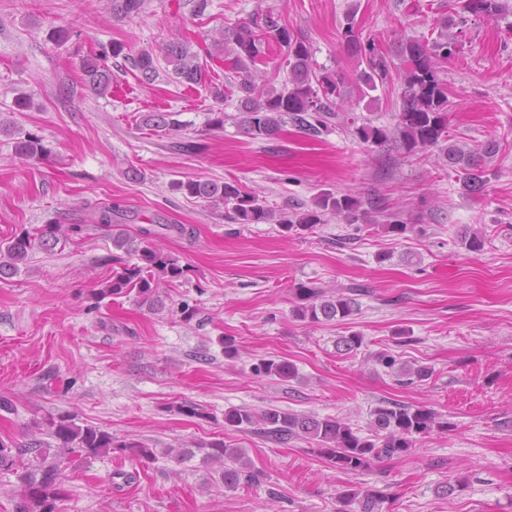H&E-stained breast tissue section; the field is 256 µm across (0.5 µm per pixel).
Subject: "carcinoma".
Wrapping results in <instances>:
<instances>
[{"label": "carcinoma", "instance_id": "carcinoma-1", "mask_svg": "<svg viewBox=\"0 0 512 512\" xmlns=\"http://www.w3.org/2000/svg\"><path fill=\"white\" fill-rule=\"evenodd\" d=\"M144 0H112V13L118 18H132L142 11ZM454 12L461 18L467 16L494 18L504 10L501 0H454ZM346 45L360 56L365 68L357 74V83L375 89L392 80L393 61L387 59L372 41L359 39L354 19H349L340 32ZM398 57L403 61L399 75L404 86L403 103L395 114L393 129L361 121V117L346 105L341 86L335 74L315 71L312 67V47L304 35L280 23L271 14L257 16L249 22L238 23L219 31L213 38L216 52L206 55L219 59L237 77L234 87L240 93L237 125L253 139H270L283 126L290 123L305 138L315 141L328 128L329 122L341 117L344 124L359 140L380 144L395 139L402 154L414 156L431 149L449 168L460 173L463 189L475 194L489 182V170L484 158L498 151L497 144L489 142L477 149L465 150L448 143V85L440 79L437 65L448 59L456 50L457 39L443 36L432 43L402 35L398 38ZM276 44L286 52L288 81L283 88H268L260 72L265 49ZM123 57L138 71V80L146 85L159 76L158 63L164 60L171 66L173 78L183 85L193 86L202 82L203 69L199 54L191 51L188 38L175 34L158 46L132 50L120 42L112 43L111 52L102 55ZM86 83L99 95L109 92L112 71L97 62L85 68ZM145 124L162 131H175L179 127L168 112H151ZM15 152L23 159L36 158L47 153L36 134L28 132L16 141ZM173 188L186 196L202 200L215 207L224 206L225 217L234 224H270L275 222L287 232L308 230L323 224L328 217H342L353 224L358 220L359 202L350 195L336 196L324 192L315 206L303 212L288 214L283 209L277 213L268 208L259 195L246 190L238 182L222 183L211 180L188 179L177 181ZM98 221L113 225L112 244L137 256L138 262L125 265L112 275L96 297L128 295L136 292L141 303L154 309L163 306L157 294L154 274L168 282L184 276L178 261L148 240L156 231L143 228L140 238L132 237L122 224H112V206L98 212ZM74 226L49 224L38 236L27 232L0 244V278L13 276L25 263L28 253L39 245L48 248L67 238ZM460 243L466 251L478 254L484 250L485 239L476 232L460 233ZM298 303L293 316L313 324L346 320L357 314V295L361 287L350 286L329 292L314 284L301 283L295 289ZM363 336L351 333L336 340V349L346 354L358 350ZM378 362L395 369L404 377L403 383L412 384L428 379L432 369L396 367L394 356L381 352ZM257 376L291 380L297 377L294 364L285 360L262 359L253 367ZM224 425L240 432H249L255 425L260 432L278 443L303 439L313 445L312 452L330 465L345 472L359 473L375 462L398 457L411 448L414 436L434 430H449L451 424L438 420L437 414L424 406H410L396 401L378 407L373 412L370 427L373 435L361 436L346 422L335 417L285 412L267 408L260 413L247 409L231 408L224 412ZM38 434L52 438L57 451L50 453V444L37 437L24 448L12 451L0 442V471L17 474L20 488L19 512H55V503L64 494L67 455L81 452L88 457H104L114 452L128 453L146 461L156 460L154 451L139 442L120 441L107 431L94 426H80L69 413L50 416L36 424ZM203 458L218 466L214 470L216 481L227 489L256 482V474L243 453L232 448L222 439L196 444ZM349 503L357 504L355 512H379L381 495L376 491L353 488L345 494Z\"/></svg>", "mask_w": 512, "mask_h": 512}]
</instances>
